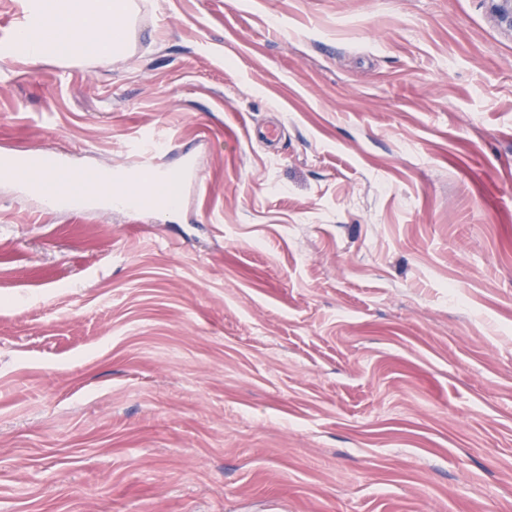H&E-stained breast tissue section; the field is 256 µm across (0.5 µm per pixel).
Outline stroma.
<instances>
[{
  "label": "stroma",
  "instance_id": "1",
  "mask_svg": "<svg viewBox=\"0 0 512 512\" xmlns=\"http://www.w3.org/2000/svg\"><path fill=\"white\" fill-rule=\"evenodd\" d=\"M130 2L108 62H0V155L195 172L0 180V512H512L494 0ZM182 170H183V173L178 178V177H174L172 175L171 169L159 168V167L154 166V179L150 183L154 186H158L160 181H163L165 185L173 184L171 186V192H172L173 196H175V201L177 203H180L184 183L188 177H190L191 175H194V172L188 163H186L182 167ZM84 181V190L81 196L74 197L65 189L56 191L54 200H46L49 208H59L73 206L75 204L88 205L98 200L106 198L105 193L101 191L102 177L97 171H80ZM110 183L115 189L136 194L140 200L139 208L158 209L163 203V199L154 195V193L139 194L142 181H140L133 172H128L123 175H113Z\"/></svg>",
  "mask_w": 512,
  "mask_h": 512
}]
</instances>
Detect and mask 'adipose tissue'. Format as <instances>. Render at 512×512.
Instances as JSON below:
<instances>
[{
  "mask_svg": "<svg viewBox=\"0 0 512 512\" xmlns=\"http://www.w3.org/2000/svg\"><path fill=\"white\" fill-rule=\"evenodd\" d=\"M33 22L21 24L14 41L32 63L46 59L77 61L104 60L126 50L127 0H25Z\"/></svg>",
  "mask_w": 512,
  "mask_h": 512,
  "instance_id": "1",
  "label": "adipose tissue"
}]
</instances>
